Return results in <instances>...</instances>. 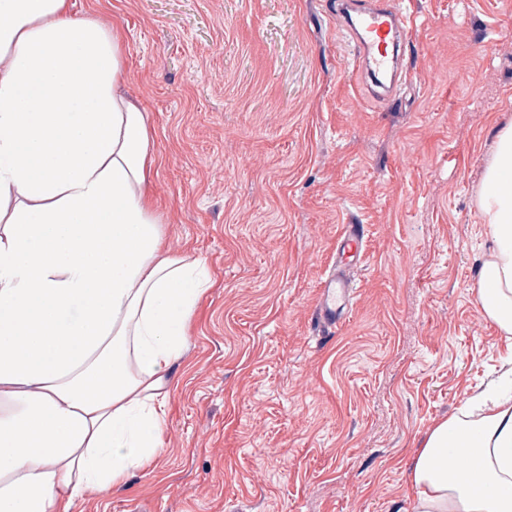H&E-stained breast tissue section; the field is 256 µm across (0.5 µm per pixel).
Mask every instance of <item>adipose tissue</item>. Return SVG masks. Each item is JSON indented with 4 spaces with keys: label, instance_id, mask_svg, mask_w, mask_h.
Here are the masks:
<instances>
[{
    "label": "adipose tissue",
    "instance_id": "obj_1",
    "mask_svg": "<svg viewBox=\"0 0 512 512\" xmlns=\"http://www.w3.org/2000/svg\"><path fill=\"white\" fill-rule=\"evenodd\" d=\"M117 28L72 0H0V512H75L153 463L167 387L212 278L162 248L154 162L121 91ZM491 247L476 286L512 335V124L478 198ZM416 448L414 512H512V393ZM466 453L472 467L448 469Z\"/></svg>",
    "mask_w": 512,
    "mask_h": 512
}]
</instances>
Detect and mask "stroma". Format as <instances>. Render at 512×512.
<instances>
[{"mask_svg":"<svg viewBox=\"0 0 512 512\" xmlns=\"http://www.w3.org/2000/svg\"><path fill=\"white\" fill-rule=\"evenodd\" d=\"M76 2L123 32L164 247L213 278L158 458L81 512H412L413 448L512 370L475 300L512 0H405L412 79L385 99L334 0ZM347 224L365 231L357 304L324 337Z\"/></svg>","mask_w":512,"mask_h":512,"instance_id":"35a3bbf8","label":"stroma"}]
</instances>
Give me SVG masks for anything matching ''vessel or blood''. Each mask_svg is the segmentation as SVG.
Wrapping results in <instances>:
<instances>
[{"instance_id": "vessel-or-blood-1", "label": "vessel or blood", "mask_w": 512, "mask_h": 512, "mask_svg": "<svg viewBox=\"0 0 512 512\" xmlns=\"http://www.w3.org/2000/svg\"><path fill=\"white\" fill-rule=\"evenodd\" d=\"M336 15L354 33L353 70L389 76L394 84L404 79L398 50L409 40L411 19L402 9L379 8L354 15L347 0H338ZM363 252V226L346 225L337 244L336 268L320 290L318 321L330 326L346 321L355 305V289L349 271L361 259Z\"/></svg>"}]
</instances>
